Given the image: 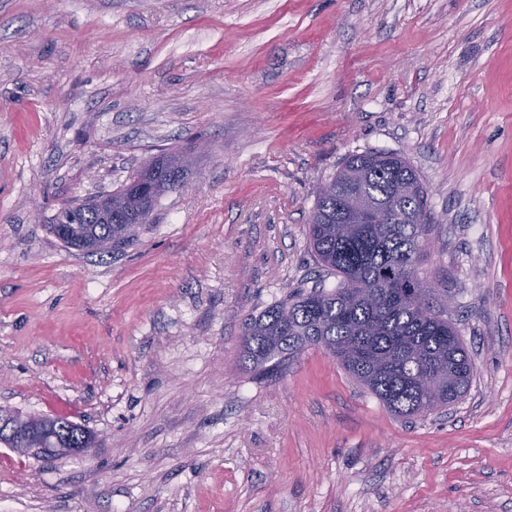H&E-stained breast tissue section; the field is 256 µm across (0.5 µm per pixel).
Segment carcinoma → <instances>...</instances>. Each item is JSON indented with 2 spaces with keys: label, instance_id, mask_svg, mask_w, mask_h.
I'll return each mask as SVG.
<instances>
[{
  "label": "carcinoma",
  "instance_id": "obj_1",
  "mask_svg": "<svg viewBox=\"0 0 512 512\" xmlns=\"http://www.w3.org/2000/svg\"><path fill=\"white\" fill-rule=\"evenodd\" d=\"M174 153L131 173L119 188L138 186L132 205L112 212L97 203L58 210L51 233L65 232L68 246L96 251L95 243L125 240L140 226L136 209L154 211L158 200L179 188ZM358 192L389 214L372 224L342 206ZM431 212L427 191L404 157L387 152L349 156L318 191L307 239L320 267L338 279L336 288L315 287L278 301L246 324L240 358L255 374L277 378L308 347H320L394 415L425 416L448 407L466 392L472 377L467 348L448 304L420 275ZM52 429L90 448L95 437L76 433L58 417Z\"/></svg>",
  "mask_w": 512,
  "mask_h": 512
}]
</instances>
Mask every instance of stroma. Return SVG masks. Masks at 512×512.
Returning a JSON list of instances; mask_svg holds the SVG:
<instances>
[{"label": "stroma", "instance_id": "obj_1", "mask_svg": "<svg viewBox=\"0 0 512 512\" xmlns=\"http://www.w3.org/2000/svg\"><path fill=\"white\" fill-rule=\"evenodd\" d=\"M106 253L61 205L194 143ZM405 157L423 276L474 366L404 419L322 350L282 378L244 327L316 283L307 224L344 160ZM94 432L0 446V512H512V0H0V407ZM73 422L69 421L64 417H57L54 423L52 424L53 431L59 432L60 434L67 433L69 436H73L74 442L81 446L80 450L82 452L86 451L87 448H92V445L95 443V437L86 431L84 428V433L77 434L75 431V427L72 425ZM85 436L84 438L82 436Z\"/></svg>", "mask_w": 512, "mask_h": 512}]
</instances>
